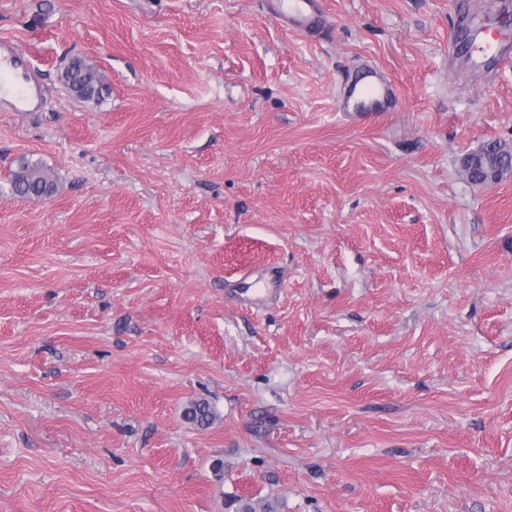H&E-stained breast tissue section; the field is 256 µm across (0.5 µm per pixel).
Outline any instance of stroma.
Instances as JSON below:
<instances>
[{
  "instance_id": "35a3bbf8",
  "label": "stroma",
  "mask_w": 512,
  "mask_h": 512,
  "mask_svg": "<svg viewBox=\"0 0 512 512\" xmlns=\"http://www.w3.org/2000/svg\"><path fill=\"white\" fill-rule=\"evenodd\" d=\"M322 6L308 38L266 0H0L40 88L0 103V512H512V172H463L512 147V63L448 51L512 21ZM368 64L401 99L352 119ZM248 270L284 284L243 301ZM68 89L82 102L100 104L107 89L103 73L80 58L73 59L63 75ZM498 145L497 142H489L478 153L470 155L466 160L467 170L483 174L489 165H495L497 163L496 148ZM9 181L14 194L28 199L50 197L56 189L51 170L25 158L11 170Z\"/></svg>"
}]
</instances>
